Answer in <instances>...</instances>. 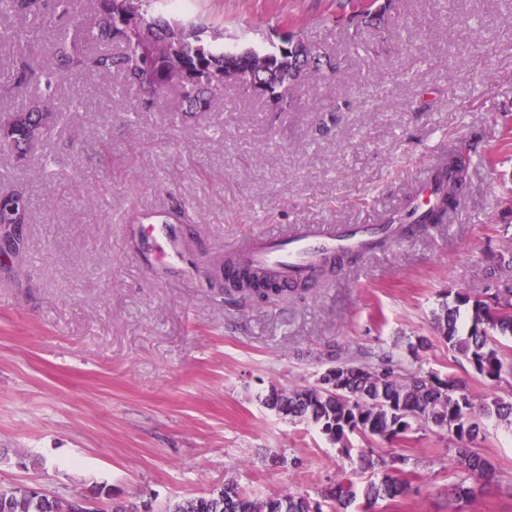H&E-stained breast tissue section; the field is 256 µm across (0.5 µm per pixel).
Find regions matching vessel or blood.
I'll use <instances>...</instances> for the list:
<instances>
[{
	"instance_id": "obj_1",
	"label": "vessel or blood",
	"mask_w": 512,
	"mask_h": 512,
	"mask_svg": "<svg viewBox=\"0 0 512 512\" xmlns=\"http://www.w3.org/2000/svg\"><path fill=\"white\" fill-rule=\"evenodd\" d=\"M378 230L375 224L305 225L284 240L267 236L244 239L230 247L227 256L261 267L285 284L316 274L325 257L343 251L368 255Z\"/></svg>"
}]
</instances>
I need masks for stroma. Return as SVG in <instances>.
Masks as SVG:
<instances>
[{
    "label": "stroma",
    "instance_id": "stroma-1",
    "mask_svg": "<svg viewBox=\"0 0 512 512\" xmlns=\"http://www.w3.org/2000/svg\"><path fill=\"white\" fill-rule=\"evenodd\" d=\"M346 0H185L181 17L265 47L300 27L337 69L289 112L241 87L185 121L176 89L154 102L87 73L55 95L69 114L24 159L0 151V192L32 201L23 260L0 256V484L51 494L111 489L156 504L222 489L320 500L357 461L313 425L264 405L315 383L326 354L491 385L436 327L446 295L484 297L477 260L512 250V0H396L384 27L340 24ZM469 144L453 223L388 241L302 298L228 300V243L299 224H369L419 189L436 154ZM181 205L182 254L153 252L138 214ZM427 339V348L411 344ZM494 481L458 512H512V427L474 443ZM405 457L408 495L376 512H444L452 451L438 431L375 442Z\"/></svg>",
    "mask_w": 512,
    "mask_h": 512
}]
</instances>
